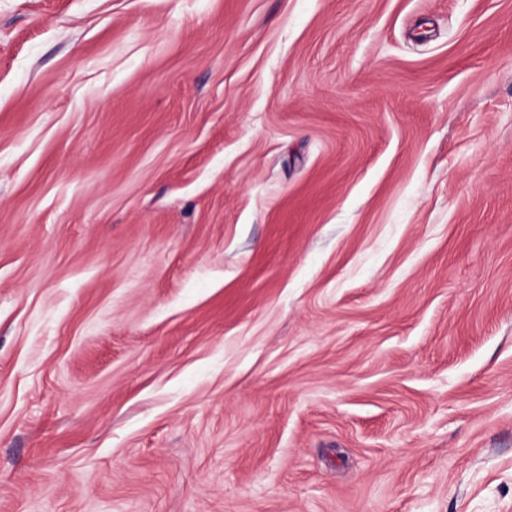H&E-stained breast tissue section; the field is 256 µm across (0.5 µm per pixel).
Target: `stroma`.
<instances>
[{
    "mask_svg": "<svg viewBox=\"0 0 512 512\" xmlns=\"http://www.w3.org/2000/svg\"><path fill=\"white\" fill-rule=\"evenodd\" d=\"M0 512H512V0H0Z\"/></svg>",
    "mask_w": 512,
    "mask_h": 512,
    "instance_id": "35a3bbf8",
    "label": "stroma"
}]
</instances>
